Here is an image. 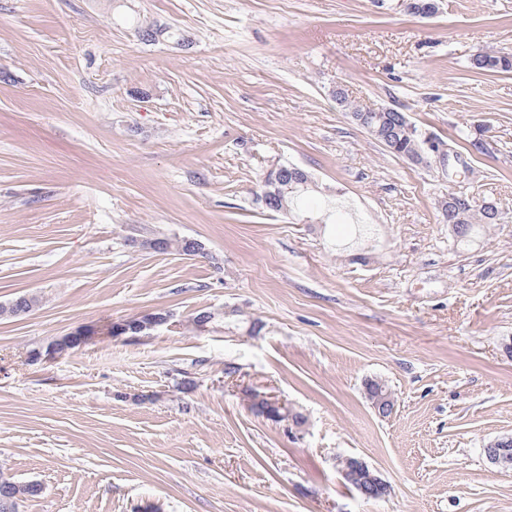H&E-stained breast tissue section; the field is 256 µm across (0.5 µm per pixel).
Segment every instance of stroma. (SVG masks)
<instances>
[{"label":"stroma","mask_w":512,"mask_h":512,"mask_svg":"<svg viewBox=\"0 0 512 512\" xmlns=\"http://www.w3.org/2000/svg\"><path fill=\"white\" fill-rule=\"evenodd\" d=\"M481 52L512 54V0H0V303L38 299L0 319V474L43 488L19 512H512L484 455L512 437V73ZM339 82L452 175L389 153ZM275 163L313 179L287 212ZM457 190L501 213L466 246ZM159 236L205 253L142 248ZM396 7L401 11L417 17L419 19H432L438 14L442 13L444 8V0H416L422 6H428L431 2L432 5L428 8H418L414 0H397ZM507 56L484 53L480 61L476 63L472 60L471 65L476 70L483 72L510 73L512 72V55L507 54ZM334 96L336 97V103L340 105L344 110H349L351 117L353 120L361 127L366 129L368 132L379 133L382 127V124L388 120L387 112H393L391 114L402 113L396 112L393 108L390 107H370L367 111L360 112L355 110L353 112L350 109L351 100L348 95L345 93V89L342 85H336V89L333 91ZM376 114L378 118H381V121L378 127H375L369 123L368 116ZM403 114V113H402ZM423 148L419 149L415 154H406L410 162L417 165L434 164L440 167L441 171L447 172L449 165V151L447 145L433 141L429 137L421 139ZM450 194L452 207L448 210L450 206L448 201V206L444 205L443 208H441V212L444 217V223H448L450 230L453 232L457 227L456 224L468 213L475 199L472 194L463 191H456ZM20 300L17 305H12L15 301ZM38 300L33 295L21 294L14 297L6 304H0V317L2 318H16L17 316L30 313L36 306ZM351 470L354 471L355 477L358 479L359 492L366 499H379L382 496L376 495V490L381 492V487L386 485L387 492L389 491L388 485L382 481V479L374 473L369 466L358 459L351 461V468L344 471L347 474Z\"/></svg>","instance_id":"stroma-1"}]
</instances>
